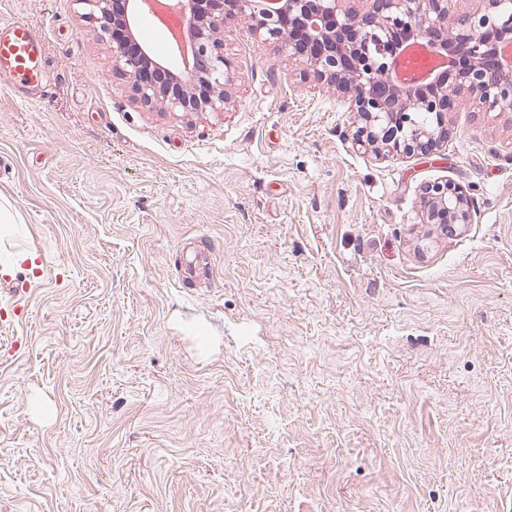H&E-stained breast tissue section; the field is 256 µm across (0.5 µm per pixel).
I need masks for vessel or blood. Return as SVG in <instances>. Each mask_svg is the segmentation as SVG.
I'll return each mask as SVG.
<instances>
[{
	"mask_svg": "<svg viewBox=\"0 0 512 512\" xmlns=\"http://www.w3.org/2000/svg\"><path fill=\"white\" fill-rule=\"evenodd\" d=\"M0 81L28 98L47 92L45 46L24 21L0 24Z\"/></svg>",
	"mask_w": 512,
	"mask_h": 512,
	"instance_id": "b4317fda",
	"label": "vessel or blood"
}]
</instances>
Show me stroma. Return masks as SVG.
<instances>
[{"label":"stroma","instance_id":"35a3bbf8","mask_svg":"<svg viewBox=\"0 0 512 512\" xmlns=\"http://www.w3.org/2000/svg\"><path fill=\"white\" fill-rule=\"evenodd\" d=\"M1 18L50 91L0 85L36 253L0 276V512H512V109L378 160L240 19L233 103L181 116L134 101L79 0ZM438 182L472 223H424Z\"/></svg>","mask_w":512,"mask_h":512}]
</instances>
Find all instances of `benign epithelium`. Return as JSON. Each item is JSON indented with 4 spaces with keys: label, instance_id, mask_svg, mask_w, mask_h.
I'll return each instance as SVG.
<instances>
[{
    "label": "benign epithelium",
    "instance_id": "7a95c632",
    "mask_svg": "<svg viewBox=\"0 0 512 512\" xmlns=\"http://www.w3.org/2000/svg\"><path fill=\"white\" fill-rule=\"evenodd\" d=\"M81 0L85 17L106 41L112 71L139 102L179 115L222 112L234 76L220 38L225 19L243 20L259 41L278 42L302 58L319 84L347 94L355 143L377 158L428 152L448 139L445 117L474 95L486 110L512 108V11L485 0L479 12H457L458 0ZM174 12L185 43L182 69L158 55L141 32L155 5ZM429 44L452 63L416 84L394 76L410 43ZM428 224H468L471 202L448 183L423 187Z\"/></svg>",
    "mask_w": 512,
    "mask_h": 512
}]
</instances>
